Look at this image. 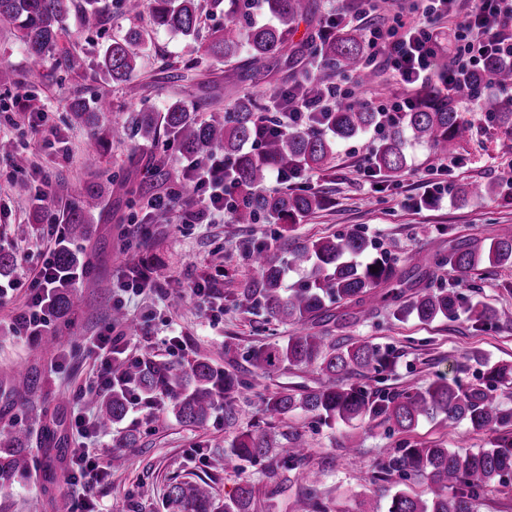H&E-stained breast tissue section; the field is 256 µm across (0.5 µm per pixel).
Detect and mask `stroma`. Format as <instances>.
Wrapping results in <instances>:
<instances>
[{"instance_id":"stroma-1","label":"stroma","mask_w":512,"mask_h":512,"mask_svg":"<svg viewBox=\"0 0 512 512\" xmlns=\"http://www.w3.org/2000/svg\"><path fill=\"white\" fill-rule=\"evenodd\" d=\"M319 4L315 17L299 21L288 42L292 63L267 71L254 82L240 79L247 67L245 57L228 64L197 61L194 42L157 29L149 14L128 16L121 0H102V25L85 30L80 22L84 2L76 0L63 23L59 47L80 54L83 65L79 72L69 73L59 67L58 52L47 54L41 83L33 90L25 80L30 67L25 48L12 27L0 24V138L14 141L28 158L27 166L19 169L12 157H0V252L12 258L10 267L0 271V282L18 285L0 297V440L22 432L29 448V469L0 494V512H80L83 493L67 483L70 460L56 454V438L70 449L85 444L106 470V478L93 491L100 512H168L166 490L175 480L206 481L221 501L245 479L255 489V512H266L271 502L279 512H294L295 500L304 490L298 477L302 469L320 472L319 496L330 512H357L361 494H380L403 482L379 470L403 439L463 452L487 445L488 436L464 421L451 426L438 418L424 419L405 437L377 419L325 425L300 410L285 417L265 414L262 396L283 388L304 393L318 388L322 376L312 368H289L270 379L256 377L248 363L251 351L287 340L293 328L269 322L262 306H239L238 298L253 274L248 254L258 246L282 259L290 241L357 231L370 242L372 255L387 254L398 264L414 250L444 255L455 243L478 246L490 234L512 229L508 199L490 202L473 196L461 202L451 196L425 206L418 203L428 178L448 182L453 189L497 178L512 165L511 126L484 112L464 113L472 135L449 164H442L427 144L411 141L406 146L408 169L398 180L379 185L369 181L365 171L374 162L383 132L373 128L338 142L327 167L304 170L291 187L295 193L324 196V207L288 222L263 217L254 224L226 219L188 224L184 213L200 208L199 198L180 199L170 212L148 205L149 170L156 158L176 155L178 148L165 135L153 140L133 137L126 123L129 113H161L176 101L193 106L210 83L223 84L224 98L209 110L196 112V119L223 113L230 101L247 92L270 97L301 76L310 61L308 42L350 0ZM132 29L143 33L145 52L132 83L115 85L99 68V53ZM337 80L363 103H384L403 92L387 72L377 73L366 85L356 84L350 73ZM31 94L40 100V113L20 107ZM103 95L110 99L111 109L102 115L105 134L99 139L91 128L72 121L68 104L76 97L92 102ZM59 181L102 185L101 203L86 234L70 244L85 260L88 273L111 282L112 288L105 294L77 282L71 288L70 314L52 318L46 335L33 336L19 330L16 316L27 300L26 283L37 276L44 254L54 247L47 225L61 223L65 205L49 194ZM133 224L146 225L147 233L129 238ZM133 267L159 273V288H126ZM189 279L216 280L218 298L191 299L185 292ZM426 283L435 289H456L465 302L485 304L496 317L480 328L461 312L430 323L414 317L399 321L393 316L389 290L377 289L372 319L345 333L391 352L392 368L382 375L380 389L393 394L421 388L439 376L479 383L493 364H512V269L480 271L468 284L450 267H434ZM117 308L125 315L124 323L113 320ZM107 326L123 335L140 356L184 366L205 355L216 366L235 369L252 387L238 396L234 421L225 422L220 404L201 426L184 425L161 406L141 407L128 411L111 431L79 438L73 427L75 415L89 418L97 413L88 388L99 362L87 340ZM30 366L43 371L45 383L29 404L13 396L10 381L17 370ZM34 405L41 410L36 420L30 417ZM246 430L269 434L279 448L302 433L310 450L296 471L271 468L266 460L235 458L229 443ZM127 431L137 435V444L115 449L113 436ZM117 454L123 458L118 468L112 465ZM403 483L417 492L426 488L420 478Z\"/></svg>"}]
</instances>
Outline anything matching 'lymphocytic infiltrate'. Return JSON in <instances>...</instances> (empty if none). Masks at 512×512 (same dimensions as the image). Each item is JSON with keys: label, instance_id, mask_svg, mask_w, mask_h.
<instances>
[{"label": "lymphocytic infiltrate", "instance_id": "1", "mask_svg": "<svg viewBox=\"0 0 512 512\" xmlns=\"http://www.w3.org/2000/svg\"><path fill=\"white\" fill-rule=\"evenodd\" d=\"M419 14L395 13L391 21L378 18V0H364L362 20L368 52L362 61L366 70L380 68L389 71L410 93L377 105L382 127L396 124L402 113L415 109L416 95L430 78L437 64L441 40L437 22L456 17L455 52L440 74L442 87L460 98L465 106H477V99L467 89V74L481 69L490 56L512 61V0H421ZM187 176L194 185L195 194L203 201L202 208L192 212L196 224L211 223L215 213H232L238 187L224 178L220 171L203 158L185 157L181 160ZM62 272L55 264L54 253L43 259L38 277L27 286L28 301L18 314L17 321L27 330L47 327L50 307L48 299L53 285ZM100 362L95 390H111L117 362L130 360L131 355L121 337L104 330L91 342Z\"/></svg>", "mask_w": 512, "mask_h": 512}]
</instances>
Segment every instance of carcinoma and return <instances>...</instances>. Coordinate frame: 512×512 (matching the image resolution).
Instances as JSON below:
<instances>
[{
	"label": "carcinoma",
	"mask_w": 512,
	"mask_h": 512,
	"mask_svg": "<svg viewBox=\"0 0 512 512\" xmlns=\"http://www.w3.org/2000/svg\"><path fill=\"white\" fill-rule=\"evenodd\" d=\"M74 0H0V24L13 26L29 55L32 68L29 78H38V66L47 53L56 49L63 22L73 8ZM126 12L139 16L148 10L159 29L184 39L198 40L200 0H123ZM210 7L224 9L227 20L198 44L200 56L230 62L245 53L251 73L241 80L257 79L265 70L281 62L280 51L294 32L298 21L312 15L316 0H209ZM81 24L90 29L101 25L102 9L97 0H86ZM367 50L365 35L358 28L341 30L329 37L318 36L308 45L312 63L322 61L297 85L308 97L319 99L328 90L336 72L353 70ZM145 51L142 34L136 30L112 40L100 53L99 67L115 84L131 81ZM497 83L512 82V64L493 57L485 72L466 77V84L481 91V109L504 124L512 125V112L495 96L487 93L488 78ZM422 104L405 112L400 123L383 140L374 155L375 168L389 178L401 176L408 168L405 134L429 144L434 153L453 154L470 135V127L461 121L451 100L439 93V85L430 83L422 91ZM107 110V102L99 100L92 107L81 98L69 104L68 111L77 124L99 128V117ZM380 113L365 104L342 103L318 114L305 127L277 135L269 131V120L259 98L246 95L224 109V114L196 122L181 102L169 105L165 112L142 110L129 116L133 134L147 140L164 133L177 142L187 155L233 160L236 184L245 199L232 215L235 224H254L263 214L282 220L306 216L323 205L318 194L284 192L263 195L252 188L264 183L271 170H305L324 166L333 154V140L356 137L379 122ZM260 144L257 153L245 151L249 143ZM512 179V169L501 173L474 189L460 188L457 196L468 195L496 199L501 185ZM101 191L90 185L75 189L58 183L52 189L57 198L70 199L65 216L67 234L76 238L85 234L88 216L98 208ZM368 240L358 232L341 237H322L296 246L288 264L308 272L307 283L284 291L285 265L267 250L256 247L251 261L255 274L240 293V303L258 304L282 324L298 326V331L285 343L260 346L248 356L253 372L271 378L286 367H317L323 374L321 385L300 396L284 389L264 397V411L286 416L302 410L324 423L381 419L393 430L410 433L422 419L438 416L453 425L466 421L473 430L490 435L489 447L461 455L440 446H418L408 441L393 450L382 463L381 472L396 473L407 480L421 476L427 489L417 494L405 488L388 493L384 512H477L482 494L501 485L512 475V408L504 407L494 392L495 384L512 381V366L497 364L490 368L489 386L451 384L441 378L424 389L413 388L386 394L366 384L352 381L354 375L379 376L391 368V356L376 344L363 340L338 343L312 331V326L336 321V327L368 318L373 311L370 296L381 285L414 288L411 299L398 305L394 316H409L427 323L437 318H450L464 310L469 321L485 324L495 318L489 307L475 303L464 305V298L454 289H432L421 286L431 267L448 264L462 274L472 273L483 264L512 268V231L503 230L488 237L483 246L456 245L448 255L429 257L419 251L408 254L402 265H393L382 257L369 258ZM58 266L64 270L84 268L76 254L67 248L58 250ZM377 267L378 271L371 270ZM73 305L69 283L58 282L52 295L51 308L66 317ZM121 376L130 381L145 398L163 394L168 409L186 425H202L210 417L217 401L224 402V419H234L237 395L247 387L239 376L221 370L208 358L199 357L188 368L179 369L164 362L144 359L134 365L119 367ZM44 374L37 367L18 372L13 378L17 397L28 398L43 388ZM129 401L120 389L97 397V421L104 431L122 421ZM8 451L0 455V490L7 489L28 469V452L22 447V435L4 443ZM232 454L246 460L281 457L288 469L297 468L307 453L304 435L297 433L286 448L275 449L265 433L245 431L236 435L230 445ZM304 494L295 503V512H329L328 505L317 495L319 474L301 472ZM255 490L247 480L235 492L216 503L212 487L203 482H179L169 486L167 502L170 512H254Z\"/></svg>",
	"instance_id": "1"
}]
</instances>
